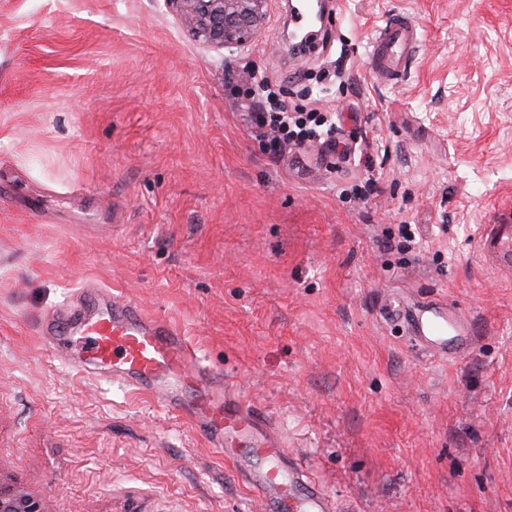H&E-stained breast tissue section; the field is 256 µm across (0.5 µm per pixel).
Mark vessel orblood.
<instances>
[{
    "mask_svg": "<svg viewBox=\"0 0 512 512\" xmlns=\"http://www.w3.org/2000/svg\"><path fill=\"white\" fill-rule=\"evenodd\" d=\"M421 41L412 17L395 13L377 28L369 53L376 78L399 81ZM477 252L512 271V211L481 225ZM389 320L402 322L414 342L442 358L457 359L473 347L476 333L459 307L429 301L415 308L390 305ZM49 348L78 350L86 365L111 368L129 388L151 394L198 425L215 450L232 460L264 512H334L320 486L293 462L272 420L240 400L204 369L186 373L191 351L168 322L146 315L127 300H112L80 317L48 325Z\"/></svg>",
    "mask_w": 512,
    "mask_h": 512,
    "instance_id": "b4317fda",
    "label": "vessel or blood"
}]
</instances>
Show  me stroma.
Returning <instances> with one entry per match:
<instances>
[{
    "label": "stroma",
    "instance_id": "obj_1",
    "mask_svg": "<svg viewBox=\"0 0 512 512\" xmlns=\"http://www.w3.org/2000/svg\"><path fill=\"white\" fill-rule=\"evenodd\" d=\"M285 3L228 52L165 0H0V474L48 512H262L191 419L50 353L91 284L169 322L335 512H512V278L475 249L512 209V0H340L307 55ZM397 11L422 40L388 83ZM247 62L350 152L274 164L226 87ZM400 297L455 301L473 350L414 346L378 314ZM376 32L369 53L371 70L376 78L397 82L421 42L420 27L410 15L394 13Z\"/></svg>",
    "mask_w": 512,
    "mask_h": 512
}]
</instances>
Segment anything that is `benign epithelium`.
<instances>
[{"label":"benign epithelium","instance_id":"1","mask_svg":"<svg viewBox=\"0 0 512 512\" xmlns=\"http://www.w3.org/2000/svg\"><path fill=\"white\" fill-rule=\"evenodd\" d=\"M166 2L194 37L228 50L250 43L268 16L267 0ZM0 512H45V505L19 486L0 480Z\"/></svg>","mask_w":512,"mask_h":512}]
</instances>
